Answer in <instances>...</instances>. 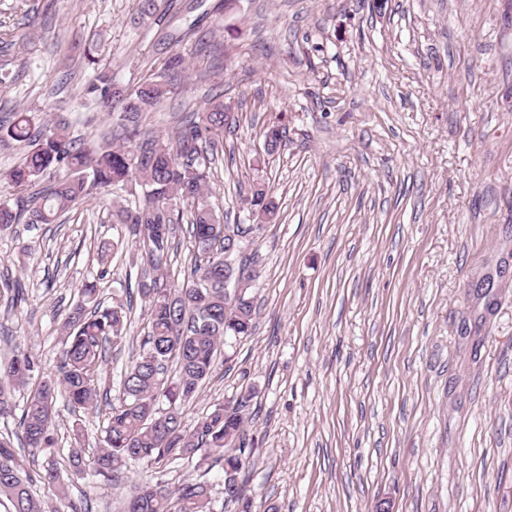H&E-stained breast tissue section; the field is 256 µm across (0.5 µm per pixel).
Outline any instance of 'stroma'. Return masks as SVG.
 <instances>
[{"mask_svg":"<svg viewBox=\"0 0 512 512\" xmlns=\"http://www.w3.org/2000/svg\"><path fill=\"white\" fill-rule=\"evenodd\" d=\"M138 18V0H0V122L61 115L84 146L100 140L112 117L67 56L76 31L124 86L184 55L166 106L142 118L156 134L221 95L231 130L211 202L251 223L243 198L260 180L279 216L242 243L257 256L253 333L183 413L253 390V512H512V0H163ZM173 26L194 39L158 44ZM275 123L286 137L269 155ZM122 232L107 194L0 230V362L29 349L57 375L67 308L100 269L91 243ZM139 276L115 250L104 301L132 312L105 366L114 387L147 332ZM126 474L89 471L69 492L92 512L159 481L224 498L218 463Z\"/></svg>","mask_w":512,"mask_h":512,"instance_id":"1","label":"stroma"}]
</instances>
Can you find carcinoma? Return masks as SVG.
Wrapping results in <instances>:
<instances>
[{"mask_svg": "<svg viewBox=\"0 0 512 512\" xmlns=\"http://www.w3.org/2000/svg\"><path fill=\"white\" fill-rule=\"evenodd\" d=\"M72 48L80 50L83 63L94 72L90 89L99 92L103 111L119 114L117 129L104 134L97 147L84 148L70 137L64 121L38 130L33 113H12L10 123L0 126V141L25 143L30 150L6 178L30 196L29 205L20 208L0 202V228L21 222L54 224L80 200L112 193V223L127 229L142 263L138 290L149 306L147 333L124 374L117 402L102 411L100 382L105 380L107 353L125 336L130 318L122 304L108 307L99 300L107 276L101 269L97 278L77 288V300L63 324L65 349L58 375L41 376L35 353L15 351L0 366V411H7L10 402L1 382L27 388L18 440L33 452L58 447L57 397L75 414L103 415L106 426L94 466L112 475L115 483L130 461L161 466L196 459L202 466L215 456L235 477L224 501L239 502L242 512H250L242 470L244 412L252 391H245L232 406L213 404L192 425L185 424L182 413V405L211 376L227 339L250 335L256 315L252 276L243 277L237 298L224 289V242L252 227L224 223L210 201L212 164L229 119L224 102L212 97L205 111L180 121L170 139L148 136L139 129L140 119L166 98L184 57L173 53L149 79L118 89L111 74L99 67V46L75 34ZM57 170L64 175L41 187L43 176ZM245 204L269 223L277 218V205L263 184L249 188ZM186 211L190 219L184 225ZM183 231L189 236L194 265L187 281L175 286L168 283L164 270ZM162 397L166 408L159 406ZM72 432L76 448L66 463L53 464L43 473L27 468L11 440L0 437V499L9 502L10 512H51L47 502L33 497L30 486L35 481L48 484L56 496L67 500L70 512H91L87 497L72 499L60 476L61 467L75 475L83 471L81 425L74 423ZM125 512H215V500L203 482L176 487L158 482L134 487Z\"/></svg>", "mask_w": 512, "mask_h": 512, "instance_id": "obj_1", "label": "carcinoma"}]
</instances>
